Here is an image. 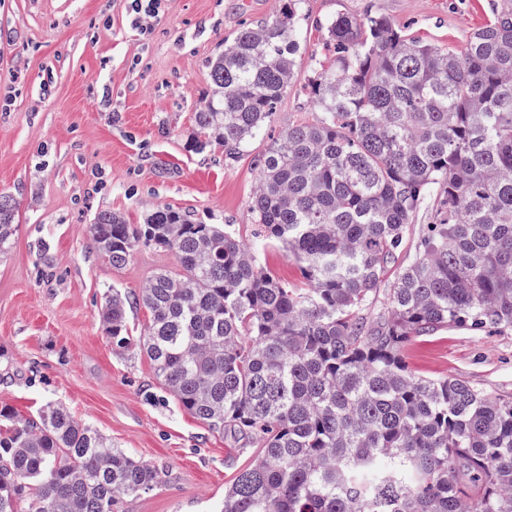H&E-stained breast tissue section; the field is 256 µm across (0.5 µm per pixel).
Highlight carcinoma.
<instances>
[{"instance_id":"carcinoma-1","label":"carcinoma","mask_w":512,"mask_h":512,"mask_svg":"<svg viewBox=\"0 0 512 512\" xmlns=\"http://www.w3.org/2000/svg\"><path fill=\"white\" fill-rule=\"evenodd\" d=\"M298 2L224 41L191 148L231 158L271 125L296 74ZM326 31L336 58L307 85L325 116L269 144L250 202L263 248H282L303 281L270 274L228 224L104 209L91 243L112 268L142 248L177 268L112 290L100 318L121 347L127 308H143L140 347L169 393L261 448L220 512H512V403L416 376L401 356L437 328L512 327V0L460 49L371 13ZM428 198L436 221L389 283ZM15 210L0 195V254ZM0 417V512H124L160 482L62 406Z\"/></svg>"}]
</instances>
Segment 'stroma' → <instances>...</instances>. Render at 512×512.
Segmentation results:
<instances>
[{
    "label": "stroma",
    "instance_id": "stroma-1",
    "mask_svg": "<svg viewBox=\"0 0 512 512\" xmlns=\"http://www.w3.org/2000/svg\"><path fill=\"white\" fill-rule=\"evenodd\" d=\"M499 2L301 0L297 80L263 138L228 158L189 146L209 63L242 23L284 0H162L144 31L129 0H0V193L17 203V231L0 255V409L34 419L63 406L155 466L160 484L125 512H214L258 446L211 429L169 395L139 346L145 310L128 313L129 344H113L100 320L106 297L139 290L176 261L146 249L113 269L91 244L95 214L136 224L168 205L257 244L249 204L259 157L289 125L323 117L304 85L333 60L326 21L371 12L459 48ZM401 356L416 375L512 401V329H436L411 337Z\"/></svg>",
    "mask_w": 512,
    "mask_h": 512
}]
</instances>
